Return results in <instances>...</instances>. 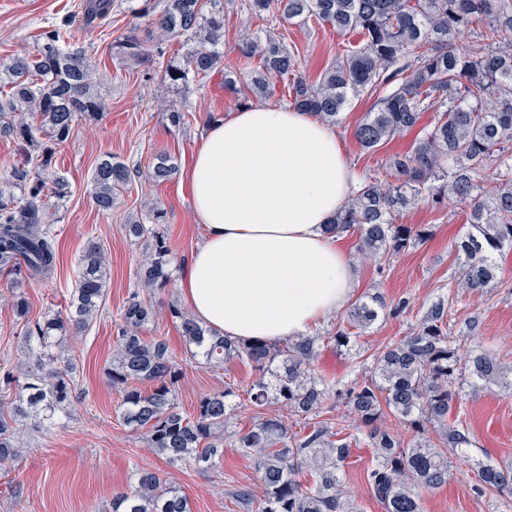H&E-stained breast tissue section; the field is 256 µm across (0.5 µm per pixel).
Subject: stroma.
I'll return each instance as SVG.
<instances>
[{"instance_id":"35a3bbf8","label":"stroma","mask_w":512,"mask_h":512,"mask_svg":"<svg viewBox=\"0 0 512 512\" xmlns=\"http://www.w3.org/2000/svg\"><path fill=\"white\" fill-rule=\"evenodd\" d=\"M83 2L0 0V59L28 51L43 27L70 20L87 54L97 63L98 90L107 103L95 120L77 121L73 138L58 148L52 162L54 171L69 184L68 196L50 222L57 249L52 278L28 280L19 287L15 276L0 271V368L12 369L27 362L23 343L26 322L64 310L88 243L102 245L111 269L103 310L83 335L67 339L63 345L75 366L74 400L51 429L28 427L21 457L0 465V512H112L113 496L130 490L135 469L144 466L160 471L179 487L191 512H244L231 492L236 486L255 484L249 457L228 448L208 471L189 464L168 465L147 451L141 435L123 425L119 418L121 393L107 376L113 326L129 293L139 287L138 267L147 251L145 241L126 234V224L140 220L156 206L166 211L164 232L171 246L170 273L174 277L202 239L203 229L194 222L181 181L176 178L158 185L144 177L137 179L118 191L116 205L107 214L98 212L91 201V173L99 159L109 155L145 170L157 155L166 153L179 168H186L210 114L239 109L241 98L225 91L219 74L203 85L166 92L160 84L165 59L152 57L129 66L112 54L113 41L130 28L147 35L152 29L150 18L135 17L127 0H115L107 18L89 24ZM280 32L288 44L298 47L300 72L309 80L318 76L337 50L358 39L355 32L314 23L288 24ZM375 101V96L367 93L352 98L335 127L350 164L363 175L376 169L383 155L407 151L416 138L411 131L379 151L363 150L354 129ZM187 105L192 112L185 124L172 126L168 110ZM465 211L463 204L452 200L440 210L424 203L415 205L404 212L402 221L428 227L427 240L388 259L357 263L356 295L378 293L386 303L405 300L410 307L367 329L358 340L357 353L322 350L315 362L319 376L342 384L354 380L372 365L374 353L404 336L431 302L453 294L458 263L454 242L465 231ZM498 262L503 276L497 287L463 296L449 311L448 324L454 335L467 337L469 349L495 354L512 365V251L503 252ZM18 294L28 306L23 317L13 306ZM146 333L169 340L180 372L175 392L184 411H193L203 394L233 381L243 385L252 378L249 366L239 362L208 368L189 361L179 329L170 317H158ZM457 392L473 444L468 459L454 460L446 485L423 490V512H512V496L480 492L472 468L476 460L512 466V397L473 384L468 378L459 380ZM372 464V448L366 441H358L341 475L347 494L362 512H383L368 487L367 471Z\"/></svg>"}]
</instances>
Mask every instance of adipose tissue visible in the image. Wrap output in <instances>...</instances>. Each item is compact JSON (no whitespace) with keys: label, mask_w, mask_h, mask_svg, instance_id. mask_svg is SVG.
Masks as SVG:
<instances>
[{"label":"adipose tissue","mask_w":512,"mask_h":512,"mask_svg":"<svg viewBox=\"0 0 512 512\" xmlns=\"http://www.w3.org/2000/svg\"><path fill=\"white\" fill-rule=\"evenodd\" d=\"M358 182L318 116L258 104L208 125L184 183L204 228L179 288L192 316L233 340L307 335L356 287L327 225Z\"/></svg>","instance_id":"1"}]
</instances>
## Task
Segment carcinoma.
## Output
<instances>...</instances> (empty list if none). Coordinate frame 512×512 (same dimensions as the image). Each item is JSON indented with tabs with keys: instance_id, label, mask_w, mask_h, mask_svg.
<instances>
[{
	"instance_id": "obj_1",
	"label": "carcinoma",
	"mask_w": 512,
	"mask_h": 512,
	"mask_svg": "<svg viewBox=\"0 0 512 512\" xmlns=\"http://www.w3.org/2000/svg\"><path fill=\"white\" fill-rule=\"evenodd\" d=\"M235 2L143 0L139 14L152 17L155 41L147 43L133 27L113 48L119 58L140 62L182 43L186 50L160 77L165 89L177 91L216 73L233 90L241 61H247L251 97L271 95L279 80L288 106L333 125L351 97L379 92L354 131L360 146L374 152L433 113L410 150L385 156L381 174L361 183L328 230L355 236L363 260L397 255L426 236V229L400 222L402 211L415 201L441 208L452 198L468 208L467 231L455 244L463 255L454 273L456 292L499 283L497 257L512 250V0H242L257 17L288 24L313 20L359 34L313 82L300 74L299 55L269 30L244 35L237 56L224 53V13ZM111 10L112 0L84 4L89 18ZM97 75L67 21L44 29L33 50L0 63V137L32 148L13 173L19 194L0 190V271L28 279L55 271L56 244L44 217L58 208L66 181L52 171V160L73 137L77 116L92 120L105 109L93 93ZM175 170L171 157L161 154L148 178L159 184ZM486 171L488 191L480 181ZM135 173L123 162L98 163L91 177L96 209L112 211L116 190ZM165 223L166 212L155 208L127 225L129 235L149 242L150 252L138 271L141 290L127 297L112 334L109 376L122 393L123 424L143 431L145 447L169 464L189 461L204 469L226 448L251 457L261 492L249 486L234 491L248 512H359L344 491L341 470L356 440L346 430L363 428L375 458L367 472L373 497L385 512H423L421 491L448 483V452L464 458L472 445L470 427L456 415L455 380L466 375L512 395V378L494 357L467 354V339L448 334V302L432 304L409 335L374 354L370 375L342 387L318 376L313 363L325 348L355 350L357 338L386 316L378 296L356 300L334 333L275 343L229 339L171 303L167 315L178 324L189 358L210 368L241 362L256 372L243 388L226 383L201 396L186 414L176 401L179 373L167 338L144 334L157 315L145 293L171 282V249L159 229ZM109 280L103 249L88 244L66 312L47 314L25 329L32 362L19 372L0 369L4 389L15 390L14 400L0 398V464L21 456L19 434L27 419L50 421L69 409L75 380L55 349L90 327L104 308ZM144 382L147 391L140 388ZM242 394L256 418L245 431L233 432V399ZM332 396L347 409L335 422L320 419ZM272 406L303 422L293 428L284 416L268 412ZM387 414L404 422L414 440L406 442L387 427ZM430 431L436 439L425 437ZM477 477L481 490L512 495V470L480 464ZM135 480L130 491L112 498V512H190L187 497L156 470L139 468Z\"/></svg>"
}]
</instances>
